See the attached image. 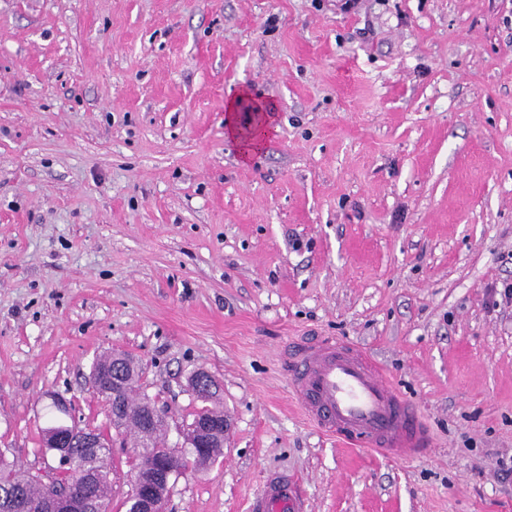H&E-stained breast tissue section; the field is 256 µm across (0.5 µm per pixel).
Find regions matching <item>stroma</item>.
<instances>
[{
	"mask_svg": "<svg viewBox=\"0 0 512 512\" xmlns=\"http://www.w3.org/2000/svg\"><path fill=\"white\" fill-rule=\"evenodd\" d=\"M269 115L243 159L226 105ZM512 0H0V451L53 467L55 422L130 448L94 393L141 368L167 439L219 385L222 455L165 512H512ZM364 348L432 447L398 462L308 423L292 339ZM66 411H59L58 403ZM110 360L111 358L97 359L93 367L107 370L112 367V402L109 406V414L114 425L123 419V400L128 383L126 373L134 363L123 353H112V361ZM308 508V502L298 495L292 481L283 476H270L262 492L252 499L249 512H309Z\"/></svg>",
	"mask_w": 512,
	"mask_h": 512,
	"instance_id": "1",
	"label": "stroma"
}]
</instances>
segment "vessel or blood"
Wrapping results in <instances>:
<instances>
[{"mask_svg": "<svg viewBox=\"0 0 512 512\" xmlns=\"http://www.w3.org/2000/svg\"><path fill=\"white\" fill-rule=\"evenodd\" d=\"M305 417L352 447L410 459L426 451L429 433L413 405L389 384L381 365L358 345L299 342L285 362ZM292 481L268 477L250 512H308Z\"/></svg>", "mask_w": 512, "mask_h": 512, "instance_id": "vessel-or-blood-1", "label": "vessel or blood"}]
</instances>
